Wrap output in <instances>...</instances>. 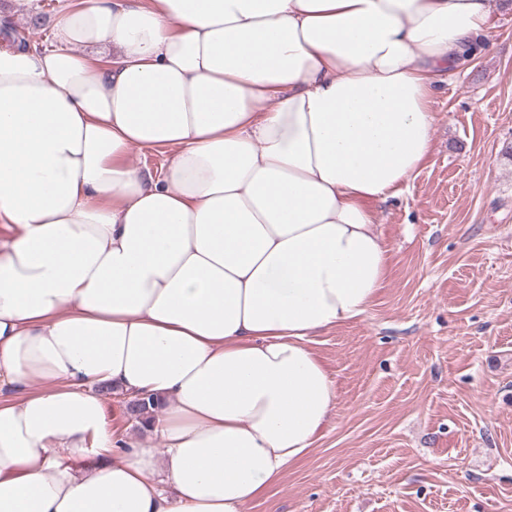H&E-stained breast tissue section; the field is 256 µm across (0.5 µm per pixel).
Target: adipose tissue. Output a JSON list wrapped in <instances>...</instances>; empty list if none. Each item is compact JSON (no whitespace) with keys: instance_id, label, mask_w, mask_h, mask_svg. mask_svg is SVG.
Returning a JSON list of instances; mask_svg holds the SVG:
<instances>
[{"instance_id":"1","label":"adipose tissue","mask_w":512,"mask_h":512,"mask_svg":"<svg viewBox=\"0 0 512 512\" xmlns=\"http://www.w3.org/2000/svg\"><path fill=\"white\" fill-rule=\"evenodd\" d=\"M490 17L73 0L55 47L0 48V512H243L310 451L337 401L310 342L371 310L376 207ZM104 386L158 400L148 440L116 437ZM131 159L153 174H163L169 165L170 157L159 152L141 151L135 148L131 152Z\"/></svg>"}]
</instances>
